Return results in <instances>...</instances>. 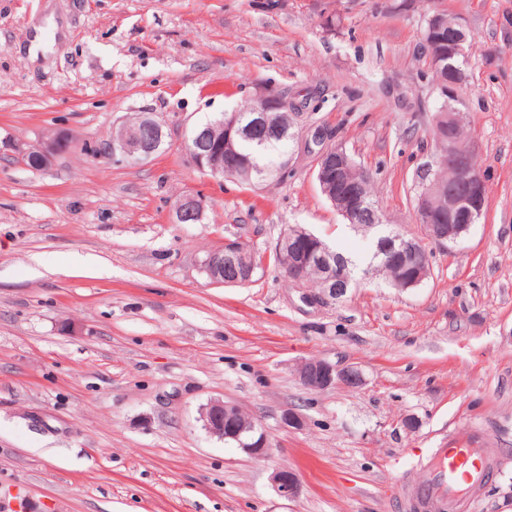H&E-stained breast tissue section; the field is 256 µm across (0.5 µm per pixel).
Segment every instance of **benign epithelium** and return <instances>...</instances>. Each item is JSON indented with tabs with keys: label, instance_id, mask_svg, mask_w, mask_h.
<instances>
[{
	"label": "benign epithelium",
	"instance_id": "7a95c632",
	"mask_svg": "<svg viewBox=\"0 0 512 512\" xmlns=\"http://www.w3.org/2000/svg\"><path fill=\"white\" fill-rule=\"evenodd\" d=\"M422 35L423 43L430 47L429 64L437 73L448 72V78L441 79L438 86L444 99L453 97V92L465 78V73L456 62L466 57L468 33L459 20L448 23L447 14L434 11L426 17ZM255 101L258 108L252 111L248 121H243L238 110L224 114V120L193 129L187 145L189 155L198 169L214 178H224V173L233 172L246 180L252 178L254 166L242 157L239 139L259 129L272 137H284L292 126L284 127L271 120L273 112H296L300 104L287 101L282 94L272 89L260 90ZM436 142L446 147L438 154V165L447 168L448 186L437 181L432 167H427L424 191L416 200V211L422 221L424 237L437 245L457 242L482 217L487 200V185L483 174L472 168L470 159L476 152V141L469 137L461 139L464 127L462 113L455 107L434 117ZM165 132L162 125L150 114L138 118V124L130 127L123 124L119 133L105 143L103 152L120 153L123 157L142 162L150 159L164 144ZM66 135L57 134L27 156L35 161L36 167L50 166L65 144ZM327 136L317 130L312 142L319 146L315 178L321 193L336 207V211L349 224H358L372 213L370 224L383 223L382 217L373 207H368L358 186L348 180L347 172L352 160L341 148L325 143ZM204 200L197 194H188L174 205V219L177 224H195L204 217ZM388 261L408 271V287L422 284L430 275L431 265H416L418 240L400 233H390ZM287 248L291 256L288 279L295 285L303 283L304 272L319 268L325 276L326 287L316 301L339 299L347 292L349 278L336 268V260L329 250L317 243L315 236L299 225L288 227L278 239L275 250ZM269 253H263V263L240 251L239 241L224 240V247L210 253L201 263L208 279L217 285L239 286L253 282L257 269L268 263ZM301 382L313 389L327 390L338 383L352 386L362 383L361 372L347 366L342 369L323 359H310L298 368ZM243 408L233 402L213 400L202 408L201 420L204 429L220 439L236 441L245 453L253 458L268 455L266 433L256 423L247 426L250 436H242L243 430L237 418ZM273 482L279 496L292 498L297 492V480L291 472L278 470Z\"/></svg>",
	"mask_w": 512,
	"mask_h": 512
}]
</instances>
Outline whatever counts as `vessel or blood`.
Wrapping results in <instances>:
<instances>
[{"mask_svg":"<svg viewBox=\"0 0 512 512\" xmlns=\"http://www.w3.org/2000/svg\"><path fill=\"white\" fill-rule=\"evenodd\" d=\"M417 465L421 477L403 488L410 512H473L475 492L493 465V451L469 437L429 449Z\"/></svg>","mask_w":512,"mask_h":512,"instance_id":"vessel-or-blood-1","label":"vessel or blood"}]
</instances>
